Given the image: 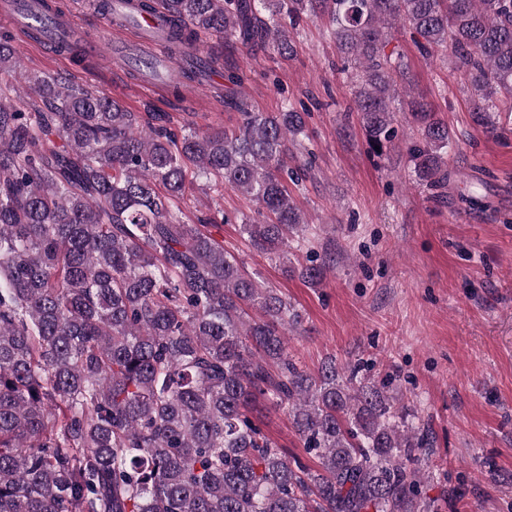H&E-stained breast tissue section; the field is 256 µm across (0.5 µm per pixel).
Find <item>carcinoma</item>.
I'll return each mask as SVG.
<instances>
[{
    "instance_id": "1",
    "label": "carcinoma",
    "mask_w": 512,
    "mask_h": 512,
    "mask_svg": "<svg viewBox=\"0 0 512 512\" xmlns=\"http://www.w3.org/2000/svg\"><path fill=\"white\" fill-rule=\"evenodd\" d=\"M162 9L171 54L199 34L292 55L290 31L324 19L370 151L392 143L394 103L419 124L418 180L448 184V124L410 92L409 31L448 51L472 120L512 112V0H130ZM23 69L0 33V75ZM232 129L141 127L138 113L61 75L0 83V512H438L421 490L428 438L417 410L362 361L298 368L300 316L184 220L188 170L249 199L241 237L271 257L305 244L289 185L306 116L253 112ZM288 412L312 470L254 419Z\"/></svg>"
}]
</instances>
